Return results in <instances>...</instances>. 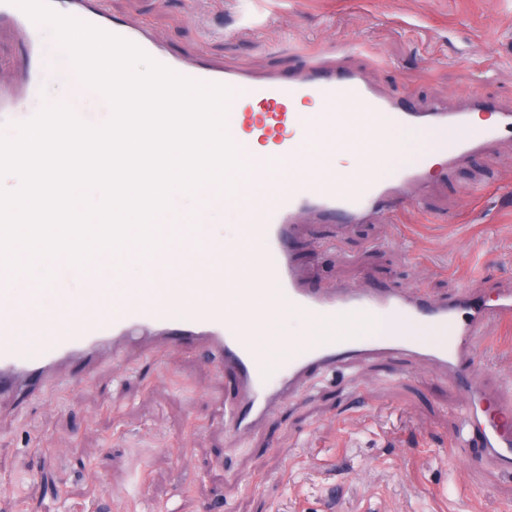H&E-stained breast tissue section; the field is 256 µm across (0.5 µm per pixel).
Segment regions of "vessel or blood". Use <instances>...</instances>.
<instances>
[{
	"instance_id": "obj_1",
	"label": "vessel or blood",
	"mask_w": 512,
	"mask_h": 512,
	"mask_svg": "<svg viewBox=\"0 0 512 512\" xmlns=\"http://www.w3.org/2000/svg\"><path fill=\"white\" fill-rule=\"evenodd\" d=\"M63 15L118 36L138 46L145 54L175 74L203 84H218L230 91L226 132L237 139L247 132L257 143L271 146L276 154L293 153L292 129L309 122L297 111L300 101L318 98L327 110L325 124L335 125L337 103L361 108L366 127H375L379 117L393 125H406L442 134L429 156L404 170L389 182L371 180L363 194L303 177L284 182L277 167L262 168L265 196L252 204H240L236 191L222 185L205 186L195 196L188 215L171 210L174 232L204 237L216 213L232 210L238 223L249 225L264 245L255 270L259 279L279 294L288 312L306 316L312 329L306 335L275 339L258 349L249 331V321L265 313L263 293L251 294L236 312H224L221 295L208 290L198 299L187 294L185 309L172 314L159 308L149 289L125 282L104 310L95 286H87L83 300L88 308L80 322L44 339L22 336L20 323L7 313L15 302L14 283L0 276V396L20 395L54 381L58 367L80 365L90 372L99 355L122 347L135 332L164 335L177 350L192 345L204 347L223 369L234 392L224 406V430L231 434L253 427L271 417L314 372H331L347 363L375 358H427L465 378L474 359L473 348L482 322L489 317L512 321V288H500L492 298L465 293L427 301L392 288H373L360 293L339 288L327 293L299 280L291 256V240L301 217L307 213L337 215L345 223L360 224L373 214L407 203V189H425L434 173L445 172L489 144L512 134V110H501L482 97L462 109L437 106L417 110L380 94L358 71L336 69L314 56L302 69L285 74L259 76L247 67L219 70L203 64H188L171 55L145 30L127 27L104 10L99 0H64ZM23 29L29 40L26 93L39 95L52 67L50 52L41 45V23L34 21L13 0H0V22ZM280 206H272V199ZM375 320L378 333L363 328ZM430 325L441 340L436 344L412 338L413 330ZM468 403L461 428L480 450L479 459L500 470L512 472V410L492 404L482 389L466 385Z\"/></svg>"
}]
</instances>
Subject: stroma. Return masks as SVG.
<instances>
[{
    "mask_svg": "<svg viewBox=\"0 0 512 512\" xmlns=\"http://www.w3.org/2000/svg\"><path fill=\"white\" fill-rule=\"evenodd\" d=\"M180 59L285 72L323 54L425 109L474 95L512 107V0H107ZM28 46L0 24L10 127ZM420 206L362 224L303 216L292 251L319 288L438 301L512 282V137L434 175ZM469 374L512 408V323L486 319ZM203 351L126 345L89 380L0 399V512H512V475L458 453L459 384L434 362L349 364L239 434Z\"/></svg>",
    "mask_w": 512,
    "mask_h": 512,
    "instance_id": "35a3bbf8",
    "label": "stroma"
}]
</instances>
